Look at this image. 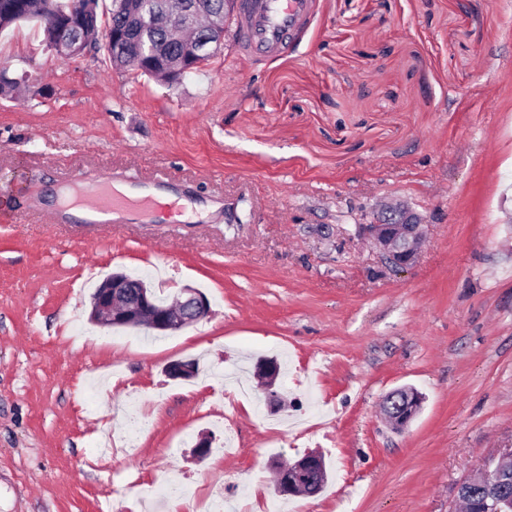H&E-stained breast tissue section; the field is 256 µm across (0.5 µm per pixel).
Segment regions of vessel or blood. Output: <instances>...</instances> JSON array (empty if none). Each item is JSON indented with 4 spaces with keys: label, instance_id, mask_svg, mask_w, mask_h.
I'll list each match as a JSON object with an SVG mask.
<instances>
[{
    "label": "vessel or blood",
    "instance_id": "1",
    "mask_svg": "<svg viewBox=\"0 0 512 512\" xmlns=\"http://www.w3.org/2000/svg\"><path fill=\"white\" fill-rule=\"evenodd\" d=\"M311 10L312 0H242L237 17L240 43L254 57L278 54L307 23ZM172 191L163 181L112 178L89 185L75 177L55 196L54 218L63 221L76 206L87 226L147 222L158 218L160 198Z\"/></svg>",
    "mask_w": 512,
    "mask_h": 512
}]
</instances>
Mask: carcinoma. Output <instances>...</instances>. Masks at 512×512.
I'll list each match as a JSON object with an SVG mask.
<instances>
[{
  "label": "carcinoma",
  "instance_id": "cac0c4a2",
  "mask_svg": "<svg viewBox=\"0 0 512 512\" xmlns=\"http://www.w3.org/2000/svg\"><path fill=\"white\" fill-rule=\"evenodd\" d=\"M178 7L188 10L195 25L185 37L200 35L213 43L218 40V33L206 24L209 17L224 14V0H111V8L103 14L98 12L99 0H0V28L40 20L45 48L61 50L67 56L71 46L84 52L97 48L96 32L113 26L124 32L126 40L119 45L105 43L111 62L174 84L186 76L182 72L184 43L165 28L151 25V20ZM72 18L80 20V25L60 29ZM464 512H512V506L503 507L497 498H479L472 507L464 505Z\"/></svg>",
  "mask_w": 512,
  "mask_h": 512
}]
</instances>
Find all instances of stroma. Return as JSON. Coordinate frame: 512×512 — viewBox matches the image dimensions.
<instances>
[{"label":"stroma","instance_id":"obj_1","mask_svg":"<svg viewBox=\"0 0 512 512\" xmlns=\"http://www.w3.org/2000/svg\"><path fill=\"white\" fill-rule=\"evenodd\" d=\"M37 24L0 31V512H460L457 489L512 448V0H314L271 58L235 27L167 86L105 50L63 59ZM80 175H164L223 197L203 224L39 220ZM425 220L415 266L357 235L388 201ZM123 272L205 319L167 336L89 322ZM200 357L202 376L164 365ZM281 363L270 410L249 367ZM417 417L393 430L386 395ZM215 436L203 461L199 432ZM133 433L132 455H101ZM320 450L326 489L293 508L274 460ZM424 396L412 388H401L391 392L385 401L384 409L391 426L396 430L404 429L420 412Z\"/></svg>","mask_w":512,"mask_h":512}]
</instances>
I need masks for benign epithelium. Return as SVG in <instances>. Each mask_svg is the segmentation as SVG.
I'll return each mask as SVG.
<instances>
[{"instance_id": "obj_1", "label": "benign epithelium", "mask_w": 512, "mask_h": 512, "mask_svg": "<svg viewBox=\"0 0 512 512\" xmlns=\"http://www.w3.org/2000/svg\"><path fill=\"white\" fill-rule=\"evenodd\" d=\"M358 233L368 239L392 267L404 270L414 266L418 260V241L423 237L424 224L421 217L403 205L388 207L383 218L370 224L359 225ZM179 306L171 309L160 306L155 300V291L144 283L134 281L123 273H114L103 281L92 295L90 321L103 327L138 325L144 316H149L148 326L158 332H176L191 326L210 314L207 297L195 288L185 287L178 294ZM198 370L194 359H179L169 363L165 376L171 379H188ZM424 396L412 388H401L391 392L384 409L391 426L404 429L420 412ZM323 456L318 451L306 453L291 463H283L280 470L287 479L278 486L279 493L295 494V477L311 474L322 469ZM497 470L492 472L485 465L479 472L482 480L477 484L464 482L458 494L472 497L492 496L502 493V486L490 480L499 470L512 466V450L492 460Z\"/></svg>"}]
</instances>
